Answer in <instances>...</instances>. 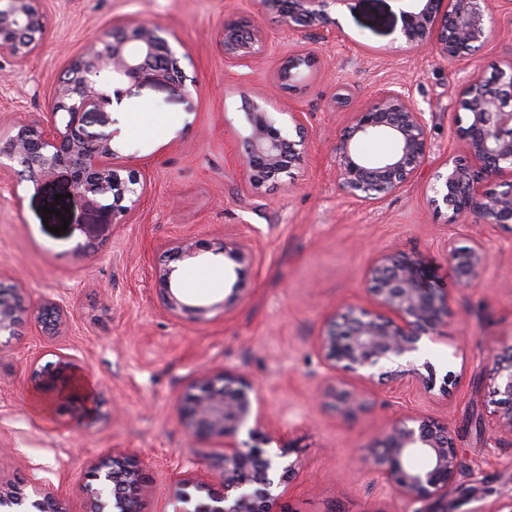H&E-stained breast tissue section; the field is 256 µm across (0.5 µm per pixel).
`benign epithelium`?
Masks as SVG:
<instances>
[{"label":"benign epithelium","mask_w":512,"mask_h":512,"mask_svg":"<svg viewBox=\"0 0 512 512\" xmlns=\"http://www.w3.org/2000/svg\"><path fill=\"white\" fill-rule=\"evenodd\" d=\"M401 35L413 49L431 46L445 60L457 59L470 46L483 47L491 32L489 0H405ZM335 0H260L266 12L278 15L288 27L328 32L336 24L328 12ZM46 26L39 0H0V49L18 65L36 52L38 36ZM224 57L253 58L266 48L262 30L249 19L224 22L221 32ZM126 80H151L173 85L186 81L181 57L162 30L140 23L122 27L107 38L91 40L74 59L54 93L53 115L48 125L21 124L0 140V169H17L21 176L48 180L64 171L83 206L95 208L111 201L114 214L123 217L136 208L148 192L147 182L135 173L123 177L113 166L112 137L84 128V115L112 104L122 94ZM458 110L466 114L459 126L465 156H452L444 170L434 175L430 205L450 212L455 224H489L512 232V71L492 76L475 75L465 84ZM250 132L244 142V165L249 185L258 190L303 160L308 150L307 114L286 109L258 94L248 99L245 112ZM356 137H383L395 144L392 153L369 161L355 152ZM430 151L424 113L412 103L404 85L384 91L352 113L345 136L336 144V171L343 189L360 201H376L397 192L425 162ZM178 259L203 253L236 265L253 260L244 241L200 242L181 238L169 246ZM449 258L456 282H475L482 274L487 253L481 239L451 247ZM175 268L158 271L166 312L180 320L200 318L238 299L239 288L211 306L189 302L173 277ZM372 284L365 304H347L330 317L320 336L328 366L359 381L386 378L402 385L420 384L431 390L437 374L428 363L418 367L425 336H433L448 313L449 296L426 284L413 259L382 254L368 269ZM29 315L21 297L9 288L0 292V336H14ZM68 318L62 305L47 301L36 320L58 330ZM75 365L66 355L55 363L33 367L35 384L64 392L73 386ZM496 404L502 413L492 427L512 435V345L497 355L493 372ZM336 412L349 415L367 406L366 398L342 377L325 391ZM259 394L243 376L210 371L200 374L198 392L180 404L192 434L218 439L224 447V485L205 482L176 484V512H291L279 503L276 491L295 471L287 460L290 448H263L239 439L260 436L263 413ZM373 472L400 498L422 503L419 512H448L442 497L460 473L459 450L448 427L421 416L395 421L382 438L368 448ZM148 489L139 463L118 455L99 460L90 470L85 491L91 512H137L138 496ZM0 512H59L40 491L31 496L0 490Z\"/></svg>","instance_id":"1"}]
</instances>
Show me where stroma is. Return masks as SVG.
I'll return each instance as SVG.
<instances>
[{"label":"stroma","instance_id":"obj_1","mask_svg":"<svg viewBox=\"0 0 512 512\" xmlns=\"http://www.w3.org/2000/svg\"><path fill=\"white\" fill-rule=\"evenodd\" d=\"M47 23L26 66L0 51V137L20 123H46L58 79L97 36L140 22L165 30L183 54L185 86L127 82L112 105L84 126L111 136L115 162L146 177L141 204L116 223L110 206L72 197L66 174L33 183L0 171V286L21 285L25 305L46 298L68 311L56 335L37 321L0 338V480L50 494L63 512H89L84 485L100 457L118 448L149 477L140 512H172L180 479L224 481L218 441L188 430L179 404L202 368L242 373L264 404L263 430L292 449L298 465L281 486L294 512H415L364 459L396 419L420 415L447 425L463 475L448 490V512H494L512 500V436L476 430L497 409L490 369L512 342V233L454 224L429 204L435 171L462 153L457 103L467 80L512 65V14H492L488 42L455 62L413 51L400 34L402 0H340L328 39L291 28L257 0H40ZM246 16L263 29L265 53L233 62L220 32ZM310 59L296 86L279 81L286 59ZM425 114L430 152L422 168L383 201L357 200L336 176V144L351 114L396 85ZM262 93L306 113L309 149L301 164L252 189L239 162L249 133L246 98ZM480 236L488 254L480 279L458 287L449 245ZM184 236L242 239L253 260L221 281L185 294L210 306L200 319L165 311L155 271L169 242ZM415 259L449 292L448 316L423 358L452 374L449 392L374 379L369 404L349 416L326 406L335 383L319 337L342 305L366 299V273L381 254ZM240 286L226 310L217 302ZM69 356L94 416L54 411L31 379L33 364Z\"/></svg>","mask_w":512,"mask_h":512}]
</instances>
